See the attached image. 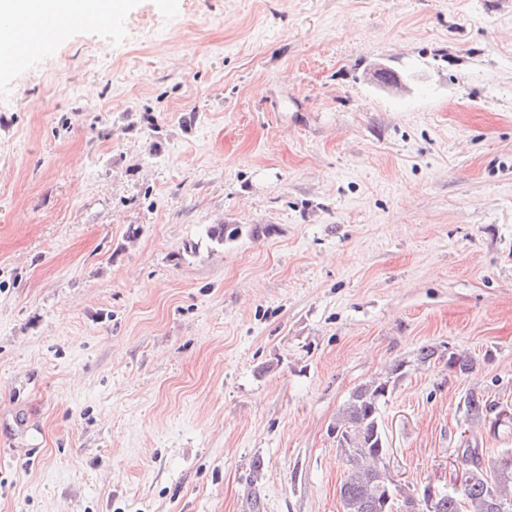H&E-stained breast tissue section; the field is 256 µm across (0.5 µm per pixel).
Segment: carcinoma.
<instances>
[{
    "instance_id": "obj_1",
    "label": "carcinoma",
    "mask_w": 512,
    "mask_h": 512,
    "mask_svg": "<svg viewBox=\"0 0 512 512\" xmlns=\"http://www.w3.org/2000/svg\"><path fill=\"white\" fill-rule=\"evenodd\" d=\"M240 233L236 224H209L205 242L221 247ZM479 359L471 354L448 352V371L459 375L474 373ZM407 362L395 363L385 375L357 385L339 409L332 424L336 450L347 472L339 489L343 512H382L381 490L389 488L401 497L400 503L412 508L422 498L416 488L397 486L385 464L387 442L381 419V406L404 374ZM495 402L470 393L466 414L481 423L492 414ZM461 482L425 501L417 512H512V457L485 462L477 448H464L458 456Z\"/></svg>"
}]
</instances>
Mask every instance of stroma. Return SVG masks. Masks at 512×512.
<instances>
[{"instance_id":"1","label":"stroma","mask_w":512,"mask_h":512,"mask_svg":"<svg viewBox=\"0 0 512 512\" xmlns=\"http://www.w3.org/2000/svg\"><path fill=\"white\" fill-rule=\"evenodd\" d=\"M163 2L0 69V512H341L399 360V485L512 452V0ZM240 233L237 224H208L205 228V242L211 247H221L235 240ZM478 365V357L471 354H458L453 351H448V361L446 362V366L450 372L468 376L474 373ZM499 402L489 401V398H484L483 395H476L470 393L466 399L465 407L466 414L469 420L473 423L485 422L492 413L493 405H497Z\"/></svg>"}]
</instances>
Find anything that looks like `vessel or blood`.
Returning a JSON list of instances; mask_svg holds the SVG:
<instances>
[{
  "label": "vessel or blood",
  "instance_id": "vessel-or-blood-1",
  "mask_svg": "<svg viewBox=\"0 0 512 512\" xmlns=\"http://www.w3.org/2000/svg\"><path fill=\"white\" fill-rule=\"evenodd\" d=\"M119 16L118 11L94 14H42L24 19L23 24L33 32V38L13 46L4 62L18 72L28 71L41 52L58 45L72 31L77 29H101L111 26Z\"/></svg>",
  "mask_w": 512,
  "mask_h": 512
}]
</instances>
